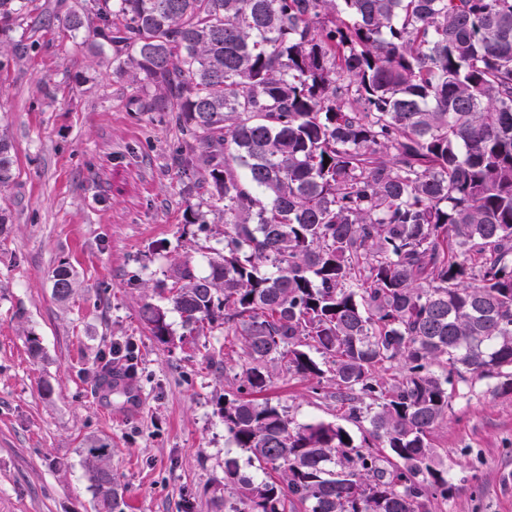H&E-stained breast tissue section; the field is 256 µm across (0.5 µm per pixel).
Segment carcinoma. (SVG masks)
<instances>
[{
  "mask_svg": "<svg viewBox=\"0 0 512 512\" xmlns=\"http://www.w3.org/2000/svg\"><path fill=\"white\" fill-rule=\"evenodd\" d=\"M115 72L171 112L186 178L224 204V249L162 284L160 342L224 319L244 356L224 428L228 512H426L453 484L432 443L478 381L512 393V0H93ZM27 0H0V25ZM0 136V188L14 177ZM66 300L74 278L53 273ZM323 358L317 362L310 352ZM333 374L347 418L295 425L269 365ZM400 368L392 383L380 372ZM98 506L109 448H85Z\"/></svg>",
  "mask_w": 512,
  "mask_h": 512,
  "instance_id": "obj_1",
  "label": "carcinoma"
}]
</instances>
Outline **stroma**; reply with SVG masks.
Segmentation results:
<instances>
[{
  "mask_svg": "<svg viewBox=\"0 0 512 512\" xmlns=\"http://www.w3.org/2000/svg\"><path fill=\"white\" fill-rule=\"evenodd\" d=\"M77 2L31 0L0 32V132L17 160L0 193V512H97L91 439L111 450L116 512H224L225 460L256 472L221 412L243 360L225 356L223 325L191 334L173 313L161 343L139 319L143 303H162L156 284L175 261L202 271L223 248L222 206L189 192L171 113L136 111L135 87L99 52L105 38L62 27ZM190 204L205 223H185ZM60 267L76 282L64 301L52 291ZM108 366L142 397L115 422L121 399L97 386ZM270 373L266 395L293 422H342L362 441L332 381ZM432 443L455 489L428 512H512V394L476 382Z\"/></svg>",
  "mask_w": 512,
  "mask_h": 512,
  "instance_id": "35a3bbf8",
  "label": "stroma"
}]
</instances>
